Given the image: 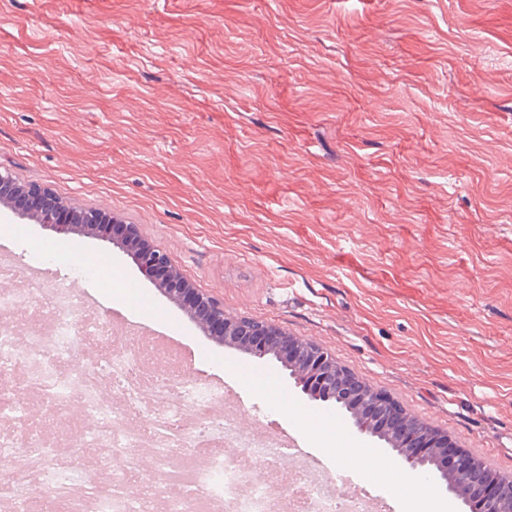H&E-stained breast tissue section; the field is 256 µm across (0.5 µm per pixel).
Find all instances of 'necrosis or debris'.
<instances>
[{
    "label": "necrosis or debris",
    "instance_id": "obj_1",
    "mask_svg": "<svg viewBox=\"0 0 512 512\" xmlns=\"http://www.w3.org/2000/svg\"><path fill=\"white\" fill-rule=\"evenodd\" d=\"M47 295L49 331L22 337L0 324V503L8 512H33L35 485L46 512H155L159 498L164 512H275L281 499L287 512H369L364 496L339 492L334 474L302 463L285 470L284 448L217 413L223 393L183 377L171 349L122 339L70 291ZM39 304L23 272L0 262V315L22 317ZM74 405L83 419L51 438ZM146 441L158 482L134 494ZM182 448L194 462L178 459Z\"/></svg>",
    "mask_w": 512,
    "mask_h": 512
}]
</instances>
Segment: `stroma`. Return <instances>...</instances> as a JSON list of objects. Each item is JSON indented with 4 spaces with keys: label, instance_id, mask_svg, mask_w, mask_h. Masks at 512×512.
<instances>
[{
    "label": "stroma",
    "instance_id": "stroma-1",
    "mask_svg": "<svg viewBox=\"0 0 512 512\" xmlns=\"http://www.w3.org/2000/svg\"><path fill=\"white\" fill-rule=\"evenodd\" d=\"M167 252L234 318L320 345L512 474V0H0V170ZM17 267L73 286L132 339L237 390L241 425L298 439L391 512H426L349 461L356 438L280 362L218 344L123 250L10 220ZM106 275L80 279L72 257Z\"/></svg>",
    "mask_w": 512,
    "mask_h": 512
}]
</instances>
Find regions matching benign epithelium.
I'll return each mask as SVG.
<instances>
[{"instance_id": "obj_1", "label": "benign epithelium", "mask_w": 512, "mask_h": 512, "mask_svg": "<svg viewBox=\"0 0 512 512\" xmlns=\"http://www.w3.org/2000/svg\"><path fill=\"white\" fill-rule=\"evenodd\" d=\"M20 190L28 198L46 203L41 225L55 233L68 235L81 230L111 244L120 243L154 286L182 306L215 342L239 345L258 359H276L303 394L346 410L351 429L358 436L373 438L388 433L398 443V454L408 469L433 483L445 484L450 493L454 489L448 485V476H465L469 492L464 506L468 512H512V476L496 475L481 460L453 447L448 434L398 408L386 394L363 383L322 347L263 321L229 317L224 304L181 277L171 257L150 244L140 225L106 224L101 209L63 203L39 185L20 188L9 172L0 171V198L12 197Z\"/></svg>"}]
</instances>
